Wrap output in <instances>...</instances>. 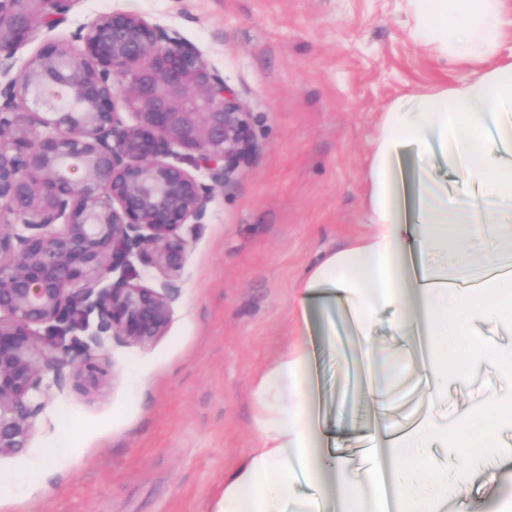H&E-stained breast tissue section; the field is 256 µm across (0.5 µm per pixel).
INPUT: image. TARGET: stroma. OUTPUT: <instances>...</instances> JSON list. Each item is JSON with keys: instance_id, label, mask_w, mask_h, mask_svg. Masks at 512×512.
Segmentation results:
<instances>
[{"instance_id": "1", "label": "stroma", "mask_w": 512, "mask_h": 512, "mask_svg": "<svg viewBox=\"0 0 512 512\" xmlns=\"http://www.w3.org/2000/svg\"><path fill=\"white\" fill-rule=\"evenodd\" d=\"M177 30L235 89L255 148L238 180L216 189L192 232L181 296L149 348L113 343V376L69 391L39 417L28 447L0 458V512H211L224 476L248 456L251 396L285 345L306 339L312 432L326 457L349 455L370 415L340 406L363 365L342 307L319 299L308 325L290 316L298 282L323 254L369 236L364 201L370 144L396 97L469 77L413 40L401 0H77L52 39L112 11ZM394 309L378 313L374 352L401 357ZM512 351L497 315L478 316L457 347ZM512 392L491 365L448 387L437 418L464 419L487 396ZM464 512H512L479 472ZM332 480L299 479L284 512H334Z\"/></svg>"}]
</instances>
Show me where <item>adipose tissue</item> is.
I'll list each match as a JSON object with an SVG mask.
<instances>
[{"mask_svg": "<svg viewBox=\"0 0 512 512\" xmlns=\"http://www.w3.org/2000/svg\"><path fill=\"white\" fill-rule=\"evenodd\" d=\"M412 37L430 46L438 60L473 65L470 79L394 99L381 114L371 141L365 173L368 185L365 218L372 234L319 258L300 283L309 298L321 290L351 308L358 333L366 337L378 310L396 307L423 315L434 341L430 361L414 364L417 373L444 381L465 380L487 364L512 377V352L496 353L473 345L466 358L448 351L450 327L457 320L486 313L491 301L512 304V281L491 280L479 289L423 288L412 256L440 252L468 271L480 270L512 255V226H500L497 248L475 253L471 243L482 235L484 213L449 200L428 172H421L414 203H407L402 161L414 155L427 162L440 155L461 183L485 182L492 197L512 202V55L501 57V0H407ZM305 342L286 347L257 380L253 449L245 463L227 474L212 512H283V499L298 476L320 478L331 469L344 487L345 512H355L375 471H352L347 458L333 463L319 458L311 435L310 413L301 373L309 361ZM512 426V395L490 399L469 418L448 427L422 419L399 447L388 449L392 461L428 440L445 438L449 447H493L494 434ZM437 462L403 471L394 493L400 512H438L448 496L447 484L435 479Z\"/></svg>", "mask_w": 512, "mask_h": 512, "instance_id": "ef3b65f1", "label": "adipose tissue"}]
</instances>
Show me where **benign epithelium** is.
<instances>
[{"label": "benign epithelium", "instance_id": "obj_1", "mask_svg": "<svg viewBox=\"0 0 512 512\" xmlns=\"http://www.w3.org/2000/svg\"><path fill=\"white\" fill-rule=\"evenodd\" d=\"M73 2L0 0V457L53 393L101 388L113 341L166 335L188 234L253 149L236 91L141 14L101 15L13 71Z\"/></svg>", "mask_w": 512, "mask_h": 512}]
</instances>
